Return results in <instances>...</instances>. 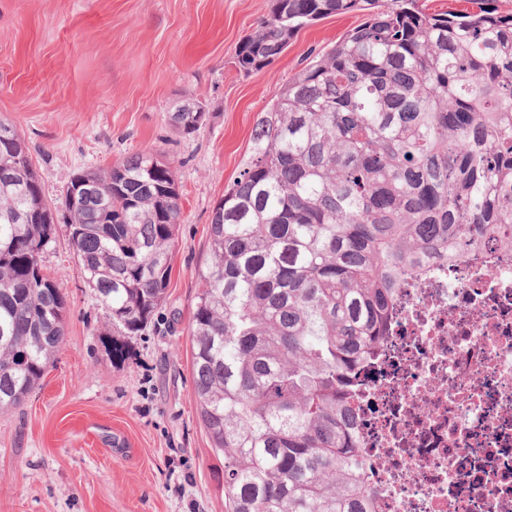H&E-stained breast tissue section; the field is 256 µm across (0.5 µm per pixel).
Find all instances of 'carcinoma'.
Segmentation results:
<instances>
[{"instance_id":"obj_1","label":"carcinoma","mask_w":512,"mask_h":512,"mask_svg":"<svg viewBox=\"0 0 512 512\" xmlns=\"http://www.w3.org/2000/svg\"><path fill=\"white\" fill-rule=\"evenodd\" d=\"M367 12L259 114L214 207L190 325L198 414L224 456V512H373L351 428L358 379L398 288L432 256L512 250V13L493 0H272L238 45L258 71L302 27ZM207 119L188 97L183 135ZM76 270L120 336L166 299L184 215L170 163L144 149L72 174L62 192ZM57 216L29 147L0 120V413L61 347L68 301L42 254Z\"/></svg>"}]
</instances>
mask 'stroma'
Wrapping results in <instances>:
<instances>
[{"instance_id":"obj_1","label":"stroma","mask_w":512,"mask_h":512,"mask_svg":"<svg viewBox=\"0 0 512 512\" xmlns=\"http://www.w3.org/2000/svg\"><path fill=\"white\" fill-rule=\"evenodd\" d=\"M271 0H0V119L25 139L45 199L80 169L151 147L180 186L184 222L167 298L113 363L112 334L77 275L65 224L43 257L67 295L65 342L19 408L0 413V512H224V459L197 414L188 335L196 271L225 188L250 155L256 120L305 64L364 14L300 31L261 70L234 64ZM198 96L193 135L168 122Z\"/></svg>"}]
</instances>
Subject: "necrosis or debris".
<instances>
[{"instance_id": "1", "label": "necrosis or debris", "mask_w": 512, "mask_h": 512, "mask_svg": "<svg viewBox=\"0 0 512 512\" xmlns=\"http://www.w3.org/2000/svg\"><path fill=\"white\" fill-rule=\"evenodd\" d=\"M353 419L376 512H512V252L405 282Z\"/></svg>"}]
</instances>
